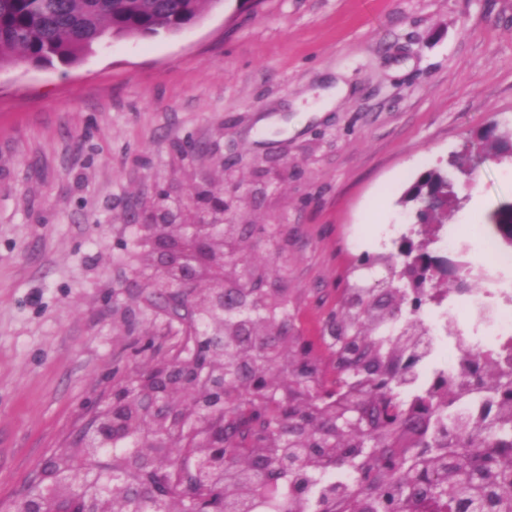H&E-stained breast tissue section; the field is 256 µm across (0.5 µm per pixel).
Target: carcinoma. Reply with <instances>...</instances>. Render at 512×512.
Instances as JSON below:
<instances>
[{"instance_id": "obj_1", "label": "carcinoma", "mask_w": 512, "mask_h": 512, "mask_svg": "<svg viewBox=\"0 0 512 512\" xmlns=\"http://www.w3.org/2000/svg\"><path fill=\"white\" fill-rule=\"evenodd\" d=\"M222 0H0V70L19 63L34 67L74 65L95 47L128 37L170 35L201 19ZM512 145V130L493 124L478 134L474 149L483 158ZM471 172L462 155L449 167L423 172L403 203L424 227L448 217L455 198L449 169ZM500 243L512 249V202L489 217ZM242 249L238 225H224V256L237 262ZM398 278L378 292L349 288L320 336L336 357L331 388H308L290 396L268 381L284 372L288 383L316 380L313 345L303 343L293 360L283 358L288 337V291L272 288L264 269L242 265L235 287L224 289V447L230 460L251 464L219 467L224 487L218 507L251 512L264 489L263 471L280 469L278 490L288 512H329L358 483L373 491L372 512H512V355L495 360L472 351L456 378H439L410 403L401 394L414 389L422 333L420 311L441 301L440 283L476 289L467 263L428 251L427 244L403 238ZM150 433L135 424L127 443L101 447L121 469ZM172 448L160 461L164 472L174 459L192 452L188 438L169 436ZM78 490H95L93 468L64 471Z\"/></svg>"}]
</instances>
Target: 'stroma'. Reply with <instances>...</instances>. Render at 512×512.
Here are the masks:
<instances>
[{"instance_id":"1","label":"stroma","mask_w":512,"mask_h":512,"mask_svg":"<svg viewBox=\"0 0 512 512\" xmlns=\"http://www.w3.org/2000/svg\"><path fill=\"white\" fill-rule=\"evenodd\" d=\"M327 75L349 88L331 112L258 129ZM494 123L512 126V0H224L176 36L0 71V503L177 343L139 261L160 193L223 186L248 260L288 290L292 353L345 289L386 278L419 174ZM455 190L436 248L494 289L490 309L512 305V264L485 255L512 154Z\"/></svg>"}]
</instances>
